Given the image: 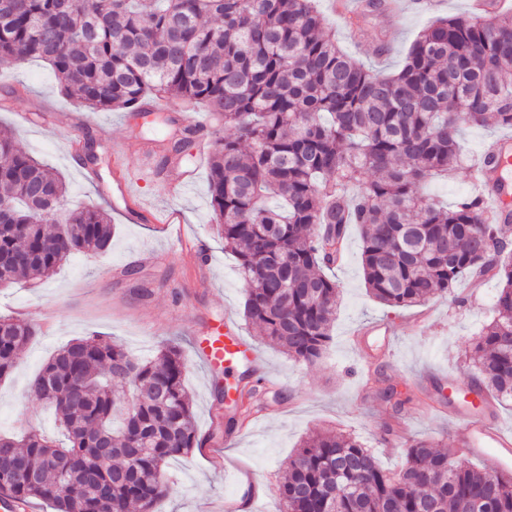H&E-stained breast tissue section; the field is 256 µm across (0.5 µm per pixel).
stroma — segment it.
Returning <instances> with one entry per match:
<instances>
[{
  "mask_svg": "<svg viewBox=\"0 0 512 512\" xmlns=\"http://www.w3.org/2000/svg\"><path fill=\"white\" fill-rule=\"evenodd\" d=\"M339 45L375 72L388 75L402 67L418 34L437 19L470 14V0H397L395 23L385 14L369 16L362 31L348 24L336 0H317ZM500 127H466L460 144L466 164L448 178L422 188L433 199L455 204L477 190L473 166L484 147L503 135ZM17 139L30 154L60 175L75 202L107 211L114 225L106 255L76 254L38 286L23 283L0 288V316L51 320L53 331L38 330L20 353L12 374L0 381V433L21 436L36 428L59 438L51 411L28 390L29 381L60 347L97 333L120 343L141 360L166 346L179 345L187 359L185 385L193 399L201 445L190 461L170 462L168 476L176 493L157 512H274L280 481L289 458L315 430L336 429L359 437L379 464L398 470L394 454L417 440L455 449L456 418L448 413L449 389H462L478 372L470 358L473 337L490 317L495 282L471 287L459 282L452 294L404 309L386 307L369 296L361 264V237L350 227L342 263L335 275L342 295L333 338L312 365L289 359L264 341L244 316L245 289L235 257L224 249L212 226L206 160H195L190 192L176 196L169 184L180 166L161 167L159 134L135 125L124 112L90 109L62 94L49 66L28 61L0 72V137ZM142 142L150 154H128L123 176L127 200H113L112 148ZM180 209L181 224H132L129 205ZM211 260L199 264L197 242ZM137 266L150 290L143 297L123 272ZM425 326H417L420 316ZM232 318L260 356L259 379L241 382L237 411H228L217 379L195 355V339ZM384 320L387 337L369 336L354 343V332ZM394 386L405 401L395 409L380 395ZM232 432H225L228 416Z\"/></svg>",
  "mask_w": 512,
  "mask_h": 512,
  "instance_id": "1",
  "label": "stroma"
}]
</instances>
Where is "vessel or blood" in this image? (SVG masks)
<instances>
[{"instance_id":"1","label":"vessel or blood","mask_w":512,"mask_h":512,"mask_svg":"<svg viewBox=\"0 0 512 512\" xmlns=\"http://www.w3.org/2000/svg\"><path fill=\"white\" fill-rule=\"evenodd\" d=\"M494 154L499 159L496 168L488 170L490 180L487 200L493 209H501L512 192V137L497 138ZM133 221H146L154 224L176 223L179 214L175 211H156L148 207L130 210ZM194 352L207 366H223L225 371H233L237 366L259 361L255 348L234 328L225 323L221 332L205 341L195 343ZM496 407L492 401L484 403L459 402L450 407V414L459 420L455 442L467 457L483 461L489 470L506 471L512 469V434L505 433L495 422Z\"/></svg>"}]
</instances>
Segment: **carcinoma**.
<instances>
[{
    "label": "carcinoma",
    "instance_id": "carcinoma-1",
    "mask_svg": "<svg viewBox=\"0 0 512 512\" xmlns=\"http://www.w3.org/2000/svg\"><path fill=\"white\" fill-rule=\"evenodd\" d=\"M26 59L95 110L145 121L157 100L206 107L208 191L245 317L291 359L312 365L330 340L340 289L321 267L357 224L366 288L390 308L478 274L497 281L472 357L477 390L512 399V249L500 235L512 212L479 192L453 207L422 192L464 163L462 127H512V15L440 19L382 76L338 46L314 0H0V67ZM197 133L168 137L166 155L190 157ZM66 199L61 178L0 137V287L108 252L107 213L72 203L61 225L52 203ZM35 334L0 317V380ZM186 368L175 345L141 361L98 335L67 343L30 382L64 441L0 436V494L54 512H155L173 492L168 462L201 445ZM402 454L389 471L357 438L315 432L288 460L276 512H476L478 500L512 512V471L477 470L428 441Z\"/></svg>",
    "mask_w": 512,
    "mask_h": 512
}]
</instances>
